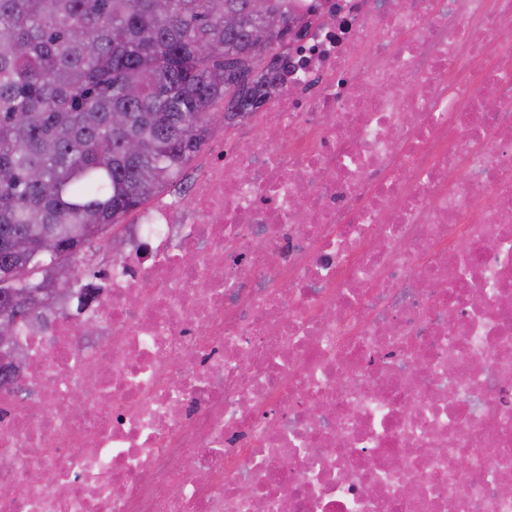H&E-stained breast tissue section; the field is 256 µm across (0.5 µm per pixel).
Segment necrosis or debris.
<instances>
[{"mask_svg": "<svg viewBox=\"0 0 512 512\" xmlns=\"http://www.w3.org/2000/svg\"><path fill=\"white\" fill-rule=\"evenodd\" d=\"M288 12L286 90L19 330L0 512H512V0Z\"/></svg>", "mask_w": 512, "mask_h": 512, "instance_id": "4bbe7bcc", "label": "necrosis or debris"}]
</instances>
